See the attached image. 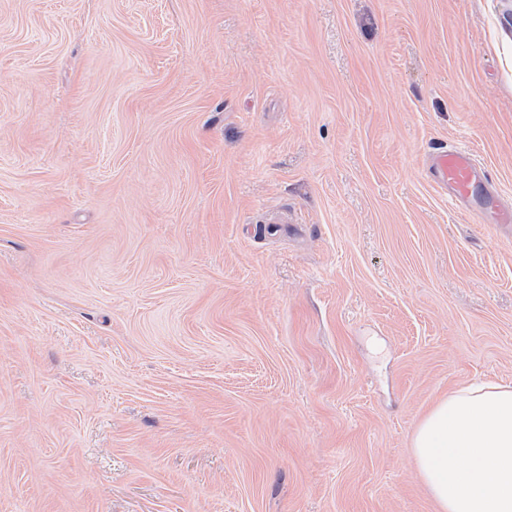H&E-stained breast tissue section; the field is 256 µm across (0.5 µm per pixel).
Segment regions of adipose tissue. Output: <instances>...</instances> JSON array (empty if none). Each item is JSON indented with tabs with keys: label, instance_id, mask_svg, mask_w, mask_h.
Here are the masks:
<instances>
[{
	"label": "adipose tissue",
	"instance_id": "1",
	"mask_svg": "<svg viewBox=\"0 0 512 512\" xmlns=\"http://www.w3.org/2000/svg\"><path fill=\"white\" fill-rule=\"evenodd\" d=\"M411 448L437 512H512V384H472L440 398Z\"/></svg>",
	"mask_w": 512,
	"mask_h": 512
}]
</instances>
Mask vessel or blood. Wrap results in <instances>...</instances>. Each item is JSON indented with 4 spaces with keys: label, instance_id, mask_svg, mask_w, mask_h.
<instances>
[{
    "label": "vessel or blood",
    "instance_id": "vessel-or-blood-1",
    "mask_svg": "<svg viewBox=\"0 0 512 512\" xmlns=\"http://www.w3.org/2000/svg\"><path fill=\"white\" fill-rule=\"evenodd\" d=\"M427 176L438 187L465 204L469 203L476 188H485L484 202L494 209L498 223H512V209L501 208L496 197L488 193L489 176L468 149L443 147L432 152L428 159Z\"/></svg>",
    "mask_w": 512,
    "mask_h": 512
}]
</instances>
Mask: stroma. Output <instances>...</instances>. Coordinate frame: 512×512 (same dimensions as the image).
<instances>
[{
    "label": "stroma",
    "mask_w": 512,
    "mask_h": 512,
    "mask_svg": "<svg viewBox=\"0 0 512 512\" xmlns=\"http://www.w3.org/2000/svg\"><path fill=\"white\" fill-rule=\"evenodd\" d=\"M512 0H0V512H436L512 382ZM427 165L428 178L462 203L469 204L477 187L485 188L484 202L495 211L498 223H512V209L502 208L488 191L489 176L468 149L442 147L430 154ZM411 448L437 512H512V384H472L440 398Z\"/></svg>",
    "instance_id": "1"
}]
</instances>
